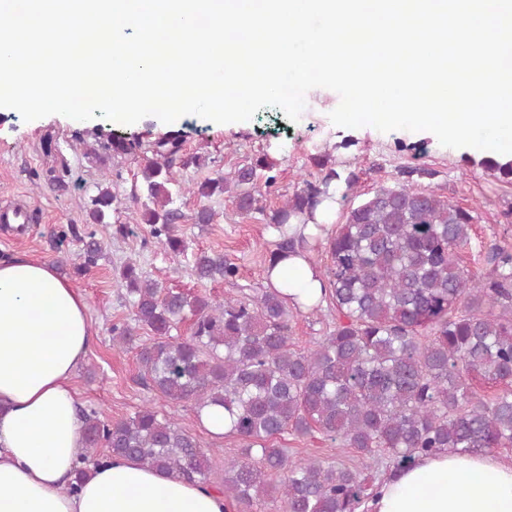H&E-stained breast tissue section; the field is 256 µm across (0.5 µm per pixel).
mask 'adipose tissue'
<instances>
[{"instance_id":"1","label":"adipose tissue","mask_w":512,"mask_h":512,"mask_svg":"<svg viewBox=\"0 0 512 512\" xmlns=\"http://www.w3.org/2000/svg\"><path fill=\"white\" fill-rule=\"evenodd\" d=\"M269 287L318 304L296 254L268 261ZM83 295L45 261L0 259V512H225L214 488L108 456L66 488L86 454L72 379L92 336ZM369 512H512V462L498 454L422 456L379 485Z\"/></svg>"}]
</instances>
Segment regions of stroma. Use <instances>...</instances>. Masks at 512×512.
I'll use <instances>...</instances> for the list:
<instances>
[{
	"label": "stroma",
	"instance_id": "1",
	"mask_svg": "<svg viewBox=\"0 0 512 512\" xmlns=\"http://www.w3.org/2000/svg\"><path fill=\"white\" fill-rule=\"evenodd\" d=\"M339 103L336 92L316 88L307 93L298 122H290L280 109L266 107L252 120L233 128L194 115L170 124L148 116L130 126L104 118L75 121L62 115L27 122L15 110L0 109V207L20 205L37 216L29 235L20 240L10 239L5 227L0 226V257L24 254L46 261L84 295L93 336L87 357L73 378L83 408L118 420L148 404L174 417L200 440L203 448L210 450L211 480L217 486L224 482L225 458L239 453L240 441L210 434L193 408L173 404L143 387L135 353L113 345V324L129 319L131 311L119 277L125 262H133L146 279L215 301L242 288L263 286L269 252L280 239L267 214L279 207L302 179L319 175L315 164L319 158L340 173L353 171L358 176L353 194L337 198L334 223H341L350 207L379 185L393 184L399 167L417 166L434 172L433 177L420 179V186L447 197L473 215L471 239L465 250L470 265H477L480 255L492 244L512 245V221L504 217L512 209V183L495 179L483 170L482 151L442 146L429 132L383 133L372 127L335 126L329 114ZM164 134L179 135L185 153L201 157L199 165L182 170L181 178L186 182H200L250 158L267 156L275 164L279 180L277 191L266 197L264 213L240 216L231 199L216 195L208 201L214 212L212 223L198 224L193 219L195 198L182 197L185 218L178 224L177 234L188 249L176 262L150 238L149 225L138 223L140 207L134 204L119 216L120 222L133 224V234L106 237L96 267L85 275H75L72 261L80 245L69 238L57 240L54 230L73 224L80 233L92 231L88 199L95 182L105 179L121 193H129L143 165L141 157L114 155L112 138L122 136L148 144ZM345 140L350 143L346 149L341 146ZM202 251L224 254L237 268L234 282L198 281L192 264L195 254ZM335 320L336 312L327 303L317 314L304 311L295 315V348L312 347ZM280 444L292 462L317 457L368 470L378 480L393 469L390 461L361 458L341 447L339 441L321 435L310 439L287 434Z\"/></svg>",
	"mask_w": 512,
	"mask_h": 512
}]
</instances>
